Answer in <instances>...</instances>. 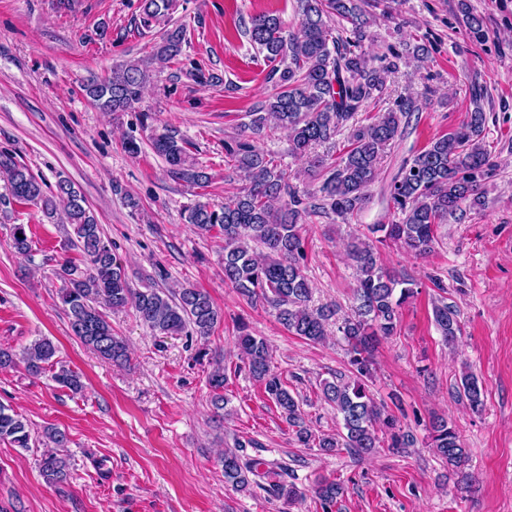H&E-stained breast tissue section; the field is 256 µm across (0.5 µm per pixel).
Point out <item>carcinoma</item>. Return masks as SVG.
Listing matches in <instances>:
<instances>
[{"mask_svg":"<svg viewBox=\"0 0 512 512\" xmlns=\"http://www.w3.org/2000/svg\"><path fill=\"white\" fill-rule=\"evenodd\" d=\"M295 2L296 27L286 26L278 16L263 14L251 18L245 29L262 56L270 91L248 112L249 134L224 143L228 165L224 180L241 181L243 186L218 210L200 202L185 206L184 221L201 235L214 230L223 235L224 279L232 288L271 307L289 333L317 343L325 339L326 327L338 315V307L310 305L312 289L301 266L303 223L316 214H332L346 221L364 207L385 150L401 137L402 119L418 105L412 96H401L371 122L361 124L356 116L382 93L387 78L400 70L401 63L409 58L425 59L428 49L415 44L403 52L392 50L382 58V65L376 66L362 49L372 18L362 0ZM172 7V0H141L140 24L150 28L162 21L163 31L147 60L115 65L108 76L83 86L99 110L114 115L134 111L152 72L179 63L186 30L171 22ZM459 7L468 35L482 40L481 17L470 11L467 0H459ZM486 122V113L477 107L460 126L405 160L389 185L397 219L389 224H369L366 234L350 238L348 257L355 268L356 285L351 313L337 325L348 347L350 375L322 384L324 399L342 416V432L315 438L303 425L299 400L270 369L264 339L250 333L245 322L238 323V346L245 367L252 378L264 384L288 425L295 428L301 445L308 447L316 440L326 451L345 448L357 456L371 453L383 442L394 450L413 445V437L401 429L396 416L373 400L368 380L373 375L376 344L394 335L400 310L418 293V283L384 269L374 243L398 244L417 256L427 255L433 249L438 224L462 210L464 204H481L482 186L495 170L484 141ZM345 128L349 137L338 156L315 152L316 147L332 143ZM269 129L287 131L291 154L311 158L308 170L323 173L317 190L299 191L275 157L258 146ZM151 145L166 161L172 178L200 187L210 182L211 176L197 166L177 131L165 129L154 134ZM0 178L15 202L39 206L48 219L55 217L58 203L65 204V223L73 226L75 246L89 260L90 269L82 272L75 265L61 266L57 272L62 282L59 300L73 334L103 361L122 365L129 356L124 341L112 333L102 306L112 310L130 306L161 335H177L189 328L203 341L221 321L222 314L200 288L185 286L171 294L158 288H132L97 217L68 178L58 179L55 191L49 194L42 178L2 152ZM12 246L21 254L32 249L25 225L13 228ZM433 317L444 341L454 343L461 334L457 307L442 301L434 306ZM56 353V345L47 338L34 341L19 355L0 347V370L21 362L29 375L38 377L53 367L56 383L73 393L81 392V375L56 360ZM225 380L221 365L208 376L214 392L212 405L218 411L225 406ZM459 397L471 410H483V387L476 375H462ZM5 441L26 450L31 433L25 418L0 404V442ZM428 447L452 467L469 456L445 417L432 420ZM220 463L224 482L239 492L257 487L285 505L303 496L295 485L279 480V473L261 470L265 462L235 449H226ZM39 470L47 483L60 484L67 479L69 464L58 453L48 451L41 455ZM313 494L327 507L342 496L343 487L321 480Z\"/></svg>","mask_w":512,"mask_h":512,"instance_id":"cac0c4a2","label":"carcinoma"}]
</instances>
